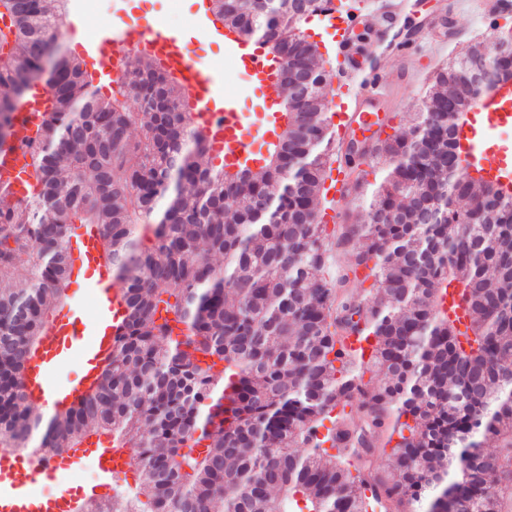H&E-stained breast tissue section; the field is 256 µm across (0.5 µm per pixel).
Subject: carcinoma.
Returning a JSON list of instances; mask_svg holds the SVG:
<instances>
[{
    "instance_id": "1",
    "label": "carcinoma",
    "mask_w": 512,
    "mask_h": 512,
    "mask_svg": "<svg viewBox=\"0 0 512 512\" xmlns=\"http://www.w3.org/2000/svg\"><path fill=\"white\" fill-rule=\"evenodd\" d=\"M66 2L0 0L16 25L0 54V152L31 84L51 106L35 191L0 188V447L37 432L50 456L122 439L136 491L84 512H499L497 486L512 481V199L474 176L448 182L460 168L448 114L488 75L512 74L499 59L512 33L433 73L410 131L368 147L389 161L371 220L330 229L317 216L331 72L299 28L317 0H279L269 33L249 0H213L225 24L268 34L288 112L263 165L235 172L208 157L154 62L134 59L119 91L91 88L58 46ZM150 81L175 106L161 125L151 104L125 103ZM91 230L127 319L97 390L45 423L22 370ZM368 280L370 300L348 292ZM449 289L463 331L439 310ZM354 339L373 343L368 361Z\"/></svg>"
}]
</instances>
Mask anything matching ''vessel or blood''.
<instances>
[{
  "label": "vessel or blood",
  "instance_id": "vessel-or-blood-1",
  "mask_svg": "<svg viewBox=\"0 0 512 512\" xmlns=\"http://www.w3.org/2000/svg\"><path fill=\"white\" fill-rule=\"evenodd\" d=\"M405 4L406 0H379L372 21H365L363 12L358 11L339 23L335 20V0H320L318 18L336 30L331 51L338 61L336 92L341 99L339 109L331 115L334 149L329 154L331 177L328 203L320 213L322 223L337 222L336 205L352 192L344 149L355 125L362 123L369 101L390 93L381 70L359 68L353 53V30L368 22L374 29L388 31L385 51L404 58L410 65L434 41L433 33L425 30L415 31L409 40L396 35ZM211 5V0H194V26L219 41L234 68L247 75L249 87L261 91L263 110L258 119L240 112L237 97L224 90L219 67L191 57L187 36L182 32L133 25L118 14L103 27L96 41L86 45L85 52L97 65V79L109 82L121 79L132 58L159 63L181 88L191 125L203 136L208 153L216 164L232 172L262 162L261 154L248 148L253 128L262 129L265 144L275 143L285 129L286 116L281 110L283 93L277 83V63L252 37L226 27L215 16ZM49 109L41 86H33L15 114L16 123L35 128L46 118ZM456 127L461 149L471 164L481 168L485 179L512 191V140L501 137L502 132L512 130V82L498 85L474 109L457 119ZM30 152L29 144L19 142L12 151L0 154V182L8 184L18 196L26 192L25 165ZM81 242L78 255L96 300L94 320L85 322L79 311L60 315L44 331L38 351L23 371L28 399L55 410L68 408L95 390L102 369L112 359L127 316L126 304L113 285L112 270L99 259L96 238L86 234ZM67 364L76 365L78 375L72 380H59L57 372ZM87 457L105 475V482L64 486L53 492L43 491L36 484V475L56 477ZM128 463L126 448L115 446L105 437L86 439L59 456L0 448V512H83L85 504L111 498L108 478L128 471ZM24 472L32 474V481H20L19 476Z\"/></svg>",
  "mask_w": 512,
  "mask_h": 512
}]
</instances>
